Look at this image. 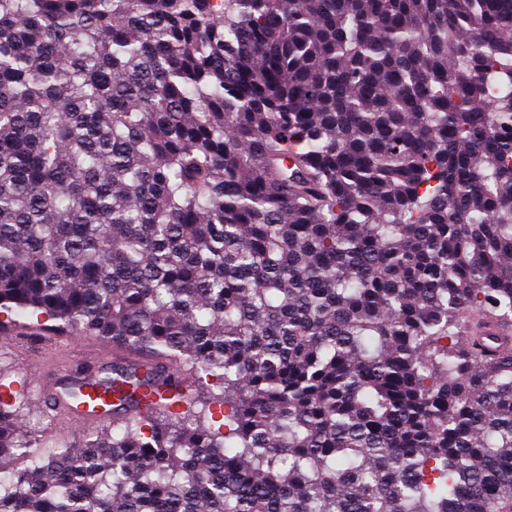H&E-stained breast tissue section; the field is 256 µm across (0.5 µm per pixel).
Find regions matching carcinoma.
<instances>
[{
	"label": "carcinoma",
	"instance_id": "obj_1",
	"mask_svg": "<svg viewBox=\"0 0 512 512\" xmlns=\"http://www.w3.org/2000/svg\"><path fill=\"white\" fill-rule=\"evenodd\" d=\"M15 310L147 365L0 512H503L512 0H0Z\"/></svg>",
	"mask_w": 512,
	"mask_h": 512
}]
</instances>
